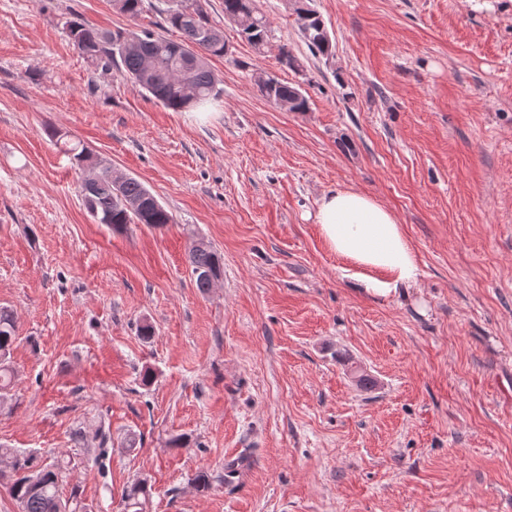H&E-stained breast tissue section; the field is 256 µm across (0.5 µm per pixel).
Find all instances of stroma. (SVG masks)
<instances>
[{"mask_svg":"<svg viewBox=\"0 0 512 512\" xmlns=\"http://www.w3.org/2000/svg\"><path fill=\"white\" fill-rule=\"evenodd\" d=\"M201 3L230 49L209 60L222 94L176 112L64 29L174 40L164 0L134 19L0 0V307L18 325L0 444L68 462L90 512H124L139 481L142 512H512V0H312L330 59L290 0H258L260 52ZM268 74L307 111L267 101ZM76 142L173 224L95 223ZM339 188L402 224L411 291L361 293L329 250L317 205ZM198 240L224 262L204 294ZM310 2L294 0L299 31L314 55L330 59L334 55L331 38L321 16L311 7Z\"/></svg>","mask_w":512,"mask_h":512,"instance_id":"stroma-1","label":"stroma"}]
</instances>
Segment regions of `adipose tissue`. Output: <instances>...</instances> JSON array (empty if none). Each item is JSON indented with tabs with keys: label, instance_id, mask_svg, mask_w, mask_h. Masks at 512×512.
Segmentation results:
<instances>
[{
	"label": "adipose tissue",
	"instance_id": "adipose-tissue-1",
	"mask_svg": "<svg viewBox=\"0 0 512 512\" xmlns=\"http://www.w3.org/2000/svg\"><path fill=\"white\" fill-rule=\"evenodd\" d=\"M316 221L330 251L357 267L363 293L388 296L416 284L418 260L403 227L373 197L348 189L325 194Z\"/></svg>",
	"mask_w": 512,
	"mask_h": 512
}]
</instances>
